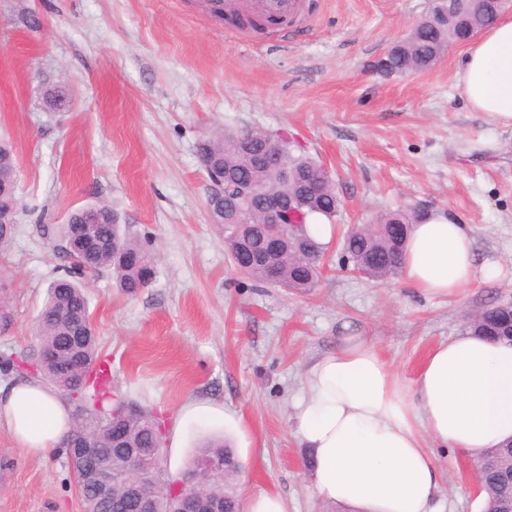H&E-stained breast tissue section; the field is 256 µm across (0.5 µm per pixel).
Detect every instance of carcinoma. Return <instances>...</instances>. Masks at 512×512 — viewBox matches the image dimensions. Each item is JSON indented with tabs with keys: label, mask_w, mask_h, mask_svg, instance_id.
Listing matches in <instances>:
<instances>
[{
	"label": "carcinoma",
	"mask_w": 512,
	"mask_h": 512,
	"mask_svg": "<svg viewBox=\"0 0 512 512\" xmlns=\"http://www.w3.org/2000/svg\"><path fill=\"white\" fill-rule=\"evenodd\" d=\"M488 24L490 20L482 11L467 15L451 30L423 22L392 46L383 72L425 71L441 58L451 43ZM254 152L280 160L281 167L255 166ZM198 153L207 173L222 171L246 185L245 193L225 201L224 208H209L211 222L224 226V248L229 257L235 261L246 251L263 255L262 260L245 271L256 282L300 292L315 287L326 267L328 245L315 241L306 232L305 224L312 215H320L331 223L339 212L335 185L327 178L326 169L296 151L288 137L261 131H226L208 137L199 143ZM0 168L16 171V151L5 138H0ZM269 196L293 201L296 210L291 221L281 225L278 244L273 250L268 249L259 229L261 212ZM12 200L11 193L0 195V251L8 246L16 232L14 215L9 210ZM428 216L429 210L425 208L396 210L380 215L372 224L354 225L340 241L343 268L376 281L398 274L402 270L410 227ZM56 234L71 266L66 276L51 284L39 314L36 335L40 348L48 356L36 365L32 377L59 390L76 392L71 431L102 437L112 413L129 402L112 396L110 363L98 351L94 329H89L73 347L65 335V318L75 309L89 312V275L108 266L116 275L117 286L124 293L134 295L151 283L155 256L148 243L122 233L118 214L104 204L73 210L56 229ZM466 328L494 341H512V303L492 304L469 315ZM125 430L132 444L142 448L157 446V460L164 463V435L150 413L139 410L125 423ZM64 455L78 487L83 512H135L134 505L119 489L111 504H98L93 493L91 457L72 458L67 448ZM203 457L234 459L236 455L223 441L211 440L198 450L189 467H195ZM232 479L231 475L207 478L196 487L195 493L224 502V512H240L242 504ZM479 479L481 492L485 494L482 512H494L502 499L512 496L511 441L486 451Z\"/></svg>",
	"instance_id": "cac0c4a2"
}]
</instances>
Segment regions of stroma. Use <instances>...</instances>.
Masks as SVG:
<instances>
[{"label": "stroma", "mask_w": 512, "mask_h": 512, "mask_svg": "<svg viewBox=\"0 0 512 512\" xmlns=\"http://www.w3.org/2000/svg\"><path fill=\"white\" fill-rule=\"evenodd\" d=\"M207 0H0V137L18 157L17 231L0 253V354L36 358V320L65 261L44 226L105 204L156 254L148 288L120 291L111 269L88 279L112 389L175 425L185 405L243 419L239 498L274 490L290 512H321L310 449L293 434L301 380L358 336L402 378L458 336L466 314L512 302V129L474 111L455 86L465 47L429 70L374 63L431 0H301L276 42L213 15ZM65 87L69 104L45 103ZM287 132L331 172L337 232L387 211L448 210L468 224L478 263L501 268L458 295L417 293L405 274L340 271L337 244L315 288L240 274L212 224L213 184L197 147L218 131ZM442 512H481L475 466L437 449ZM0 512H82L64 455L16 448L0 426Z\"/></svg>", "instance_id": "1"}]
</instances>
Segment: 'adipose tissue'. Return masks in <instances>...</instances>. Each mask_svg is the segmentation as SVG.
Instances as JSON below:
<instances>
[{
    "label": "adipose tissue",
    "instance_id": "1",
    "mask_svg": "<svg viewBox=\"0 0 512 512\" xmlns=\"http://www.w3.org/2000/svg\"><path fill=\"white\" fill-rule=\"evenodd\" d=\"M456 86L475 111L512 127V12L471 40ZM402 267L429 296L499 274L494 263L477 267L469 230L452 213L413 225ZM303 390L292 423L314 453L316 496L352 512H441L435 449L476 462L512 439V344L481 336L463 333L439 345L409 380L351 336L309 367ZM71 422L54 387L38 380L0 386V426L25 454L54 452Z\"/></svg>",
    "mask_w": 512,
    "mask_h": 512
}]
</instances>
